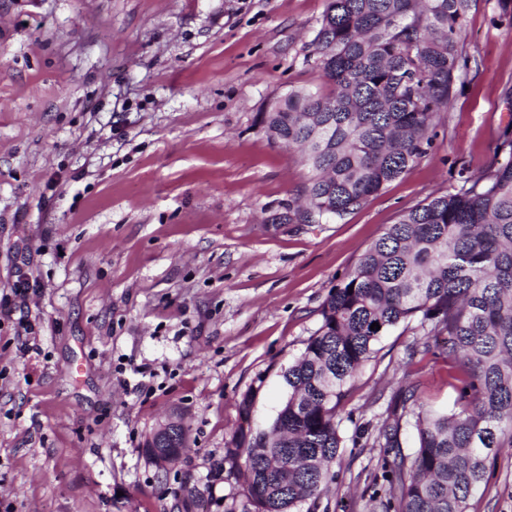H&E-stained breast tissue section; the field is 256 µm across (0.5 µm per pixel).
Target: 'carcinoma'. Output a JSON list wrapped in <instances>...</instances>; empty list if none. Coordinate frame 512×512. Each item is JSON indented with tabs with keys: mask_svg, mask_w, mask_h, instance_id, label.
Returning a JSON list of instances; mask_svg holds the SVG:
<instances>
[{
	"mask_svg": "<svg viewBox=\"0 0 512 512\" xmlns=\"http://www.w3.org/2000/svg\"><path fill=\"white\" fill-rule=\"evenodd\" d=\"M472 0H327L312 41L325 93L293 90L263 113L267 137L309 169L303 205L281 219H341L426 153L427 131L449 108ZM322 322L283 377L288 396L226 458L254 512H299L339 460L338 411L379 337L415 319L444 337L457 396L450 409L400 399L382 428L388 512H469L488 463L512 447V159L405 210L325 299ZM377 322L380 329L370 326ZM419 446L400 451V420Z\"/></svg>",
	"mask_w": 512,
	"mask_h": 512,
	"instance_id": "obj_1",
	"label": "carcinoma"
}]
</instances>
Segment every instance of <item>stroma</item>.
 I'll list each match as a JSON object with an SVG mask.
<instances>
[{
    "instance_id": "obj_1",
    "label": "stroma",
    "mask_w": 512,
    "mask_h": 512,
    "mask_svg": "<svg viewBox=\"0 0 512 512\" xmlns=\"http://www.w3.org/2000/svg\"><path fill=\"white\" fill-rule=\"evenodd\" d=\"M326 3L0 0V296L27 272L41 317L28 354L0 317V512H254L225 450L275 418L330 291L402 211L505 162L512 16L473 0L426 155L343 219L281 223L308 169L261 119L322 87ZM374 350L300 512H385L390 405L453 404L417 322ZM170 416L188 448L162 471L143 444ZM470 512H512V448Z\"/></svg>"
}]
</instances>
